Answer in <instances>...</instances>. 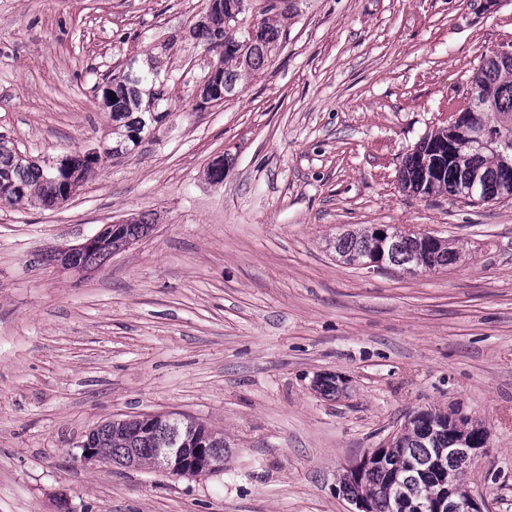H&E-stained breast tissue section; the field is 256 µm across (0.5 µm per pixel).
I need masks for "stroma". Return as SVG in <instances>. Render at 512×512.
Here are the masks:
<instances>
[{
    "label": "stroma",
    "instance_id": "obj_1",
    "mask_svg": "<svg viewBox=\"0 0 512 512\" xmlns=\"http://www.w3.org/2000/svg\"><path fill=\"white\" fill-rule=\"evenodd\" d=\"M208 0H0V135L36 162L93 151L105 78L168 76V117L53 206L0 204V512H351L347 465L422 411L481 423L464 477L512 512V199L402 191L404 157L512 35V0H292L286 40L223 104L191 29ZM230 156L224 181L213 160ZM149 232L88 271L58 256L119 219ZM452 240L440 270L338 260L347 229ZM345 378L338 395L316 389ZM178 413L223 470L95 466L98 425Z\"/></svg>",
    "mask_w": 512,
    "mask_h": 512
}]
</instances>
